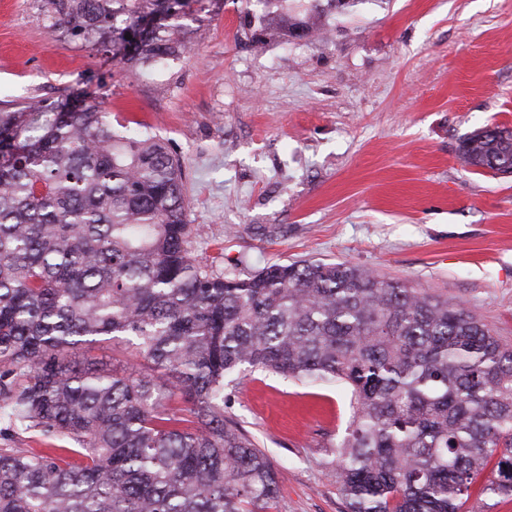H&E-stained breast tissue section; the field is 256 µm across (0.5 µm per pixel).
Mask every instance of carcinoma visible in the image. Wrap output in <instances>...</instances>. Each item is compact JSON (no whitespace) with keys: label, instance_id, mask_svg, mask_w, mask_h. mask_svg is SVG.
Instances as JSON below:
<instances>
[{"label":"carcinoma","instance_id":"carcinoma-1","mask_svg":"<svg viewBox=\"0 0 512 512\" xmlns=\"http://www.w3.org/2000/svg\"><path fill=\"white\" fill-rule=\"evenodd\" d=\"M359 2L241 0L247 24L290 40ZM43 4L52 36L136 72L180 57L195 14L191 0ZM459 156L511 175L512 129L472 132ZM182 175L94 98L0 104V512H265L275 469L224 411L226 378L255 370L350 391L330 469L346 512H461L493 457L489 491L512 496V347L461 303L345 261L246 279L197 262ZM100 343L151 373L76 360ZM19 431L46 447H12Z\"/></svg>","mask_w":512,"mask_h":512}]
</instances>
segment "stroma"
<instances>
[{"label": "stroma", "instance_id": "stroma-1", "mask_svg": "<svg viewBox=\"0 0 512 512\" xmlns=\"http://www.w3.org/2000/svg\"><path fill=\"white\" fill-rule=\"evenodd\" d=\"M160 76L47 32L41 0H0V101L80 92L179 159L192 252L238 277L346 261L459 302L512 345V177L458 147L512 128V0H360L324 41L257 44L238 0H203ZM277 225L281 234L261 235ZM273 462L271 512H345L326 463L352 414L340 382L252 372L226 405ZM472 481L464 512H512Z\"/></svg>", "mask_w": 512, "mask_h": 512}]
</instances>
